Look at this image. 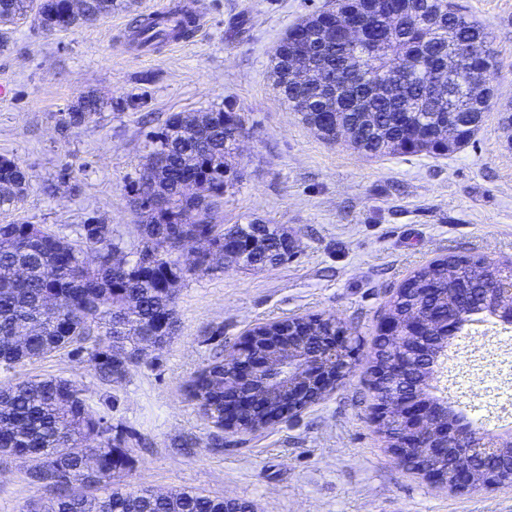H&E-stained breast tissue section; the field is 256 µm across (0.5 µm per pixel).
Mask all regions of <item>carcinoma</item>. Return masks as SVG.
I'll use <instances>...</instances> for the list:
<instances>
[{"label":"carcinoma","instance_id":"1","mask_svg":"<svg viewBox=\"0 0 512 512\" xmlns=\"http://www.w3.org/2000/svg\"><path fill=\"white\" fill-rule=\"evenodd\" d=\"M119 0H82L74 11L69 0H0V49L9 44L6 23L34 14L46 32L66 31L109 15ZM366 23L374 33L367 58L359 61L339 26V13ZM194 23L185 16H145L135 21L130 43L157 48L170 39L189 38ZM488 27L449 0H336V9L316 11L293 26L272 52L275 86L292 111L327 141L336 126L360 131L350 145L370 156L432 154L445 156L473 139L467 113L491 110L493 89L486 75L496 65L488 47ZM457 60V76L465 94L448 111V88L436 83L448 60ZM314 65L319 78L308 83L293 76L296 61ZM112 102L89 91L78 96L63 117L62 133L85 128ZM244 119L231 103L202 115L174 112L162 131L151 136L143 166L150 182L126 186L137 218L129 243L112 235L111 225L90 217L77 238L27 221L0 224V368L10 370L27 361L66 351L87 354L102 381L121 379L138 365L148 349L161 351L178 325L176 290L162 286L165 271L181 281L212 269L204 259L194 267L179 266L176 251L186 241L202 238L213 254L224 258V241L258 257L254 267L278 263L288 251V232L254 223L229 228L213 222L212 209L224 193L242 179L234 163L236 139L231 127ZM451 123L457 137L448 143L437 129ZM202 180L209 195L199 198L188 183ZM31 176L22 164L0 157V210L14 209L27 193ZM158 197L166 211L144 202ZM96 251L86 262L85 249ZM150 253L156 266L144 270L136 258ZM456 281L471 289L468 298L448 286V259L440 258L415 271L389 302L385 318L393 333L377 336L373 382L375 397H394L396 387L386 366L400 345L399 327L425 310L442 320L465 311L462 321L491 319L489 308L498 294L489 288L499 264L483 257L454 259ZM288 321H270L254 329L253 350L288 346ZM232 359L217 358L192 381L191 398L205 407L204 415L224 428V396L233 389ZM279 416V403L258 393L242 422L264 428ZM378 430L396 448L405 444L401 424L386 418ZM105 417L87 402L83 390L63 377L32 378L0 387V454L21 457L29 475L45 470L54 475L53 494L46 509L28 512H224V498L192 490L156 494L149 489L120 487L129 452L112 438ZM457 449L448 456L431 448H405L407 465L420 473H452ZM477 480L501 482L512 477V441L500 453L474 465Z\"/></svg>","mask_w":512,"mask_h":512}]
</instances>
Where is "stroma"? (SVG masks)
Returning a JSON list of instances; mask_svg holds the SVG:
<instances>
[{
  "label": "stroma",
  "instance_id": "35a3bbf8",
  "mask_svg": "<svg viewBox=\"0 0 512 512\" xmlns=\"http://www.w3.org/2000/svg\"><path fill=\"white\" fill-rule=\"evenodd\" d=\"M111 15L48 33L29 18L0 50V156L32 175L17 209L24 220L73 235L91 216L132 240L125 190L144 172L148 133L173 112L235 103L247 134L235 164L241 182L214 210L224 226L285 228L294 249L281 264L229 265L180 284L179 330L124 378L101 383L86 357L67 352L0 370V385L28 378L76 381L124 441L127 489L200 490L250 502L256 512H512V485L451 491L401 466L374 422L372 351L387 304L419 267L442 256L512 261V0H454L485 23L496 66L494 105L463 148L442 157H372L327 142L274 85L271 55L288 30L335 0H202L205 20L182 46L142 53L133 19L167 0H126ZM84 91L111 100L91 126L61 134L58 121ZM145 99L139 109L129 101ZM333 316L354 333L359 362L298 417L258 432L213 427L187 393L216 352L257 325ZM448 394L487 430L511 423L512 329H473ZM20 458L0 455V512L48 502Z\"/></svg>",
  "mask_w": 512,
  "mask_h": 512
}]
</instances>
